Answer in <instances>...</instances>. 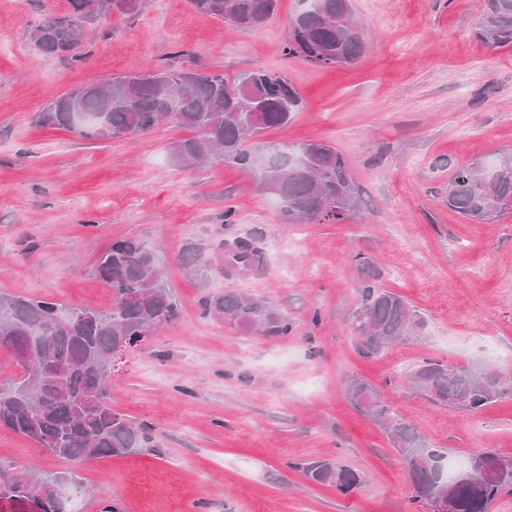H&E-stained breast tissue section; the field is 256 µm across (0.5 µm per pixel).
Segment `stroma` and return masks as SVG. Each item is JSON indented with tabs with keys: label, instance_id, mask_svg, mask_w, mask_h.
I'll use <instances>...</instances> for the list:
<instances>
[{
	"label": "stroma",
	"instance_id": "35a3bbf8",
	"mask_svg": "<svg viewBox=\"0 0 512 512\" xmlns=\"http://www.w3.org/2000/svg\"><path fill=\"white\" fill-rule=\"evenodd\" d=\"M367 51L349 66L285 57L298 0H279L261 27L230 31L190 0H147L132 18L86 32L75 63L40 54L28 30L67 0H0V293L104 309L96 272L115 240L144 242L178 295V321L117 358L113 410L148 428L139 452L68 461L0 427L5 474L75 473L77 512H421L386 434L349 403L357 376L449 457H512V397L475 412L406 391L426 359L512 375V214L491 222L446 204L449 179L474 160L512 152V47L476 36L479 0H351ZM168 65L239 73L287 71L304 106L265 144L332 143L348 159L361 204L344 224H283L272 194L231 166L171 156L181 131L87 141L35 115L78 85ZM233 223H225V210ZM254 238L264 265L243 277L211 263L189 275L186 242L215 251ZM366 258L383 287L424 317L412 342L366 359L349 316ZM261 295L286 311L288 336L267 339L204 315L214 292ZM330 460L359 472L350 493L298 470Z\"/></svg>",
	"mask_w": 512,
	"mask_h": 512
}]
</instances>
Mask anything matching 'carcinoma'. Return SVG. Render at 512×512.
<instances>
[{"label": "carcinoma", "mask_w": 512, "mask_h": 512, "mask_svg": "<svg viewBox=\"0 0 512 512\" xmlns=\"http://www.w3.org/2000/svg\"><path fill=\"white\" fill-rule=\"evenodd\" d=\"M95 0H67L61 17L32 24L29 39L42 54L78 61L71 52L80 40V20ZM199 13L225 26L251 30L263 25L279 0H190ZM487 47H512V0H481L476 29ZM286 55L318 67L342 66L365 52L361 28L350 0H309L291 21ZM302 107L296 86L285 72L256 69L228 79L215 71L187 80L185 69L168 66L152 74L129 73L85 84L73 94L49 103L36 120L65 128L88 141H107L149 132L160 124L186 129L193 136L171 142L172 157L181 164L222 162L260 175L259 188L279 203L282 224L344 223L359 209V190L348 159L335 146L309 142L287 150L251 147L260 131L288 125ZM448 208L472 221L497 219L512 201V154L488 165L472 163L449 183ZM224 274L237 276L261 267L263 252L250 237L221 243ZM209 259L203 247L182 249L184 266L202 275ZM358 305L351 316L356 348L366 357L379 355L396 342L418 335L424 320L399 294L380 284V272L361 261ZM98 278L109 288L112 304L104 310L69 307L48 299L0 294V345L10 352L28 351L20 372L0 381V426L34 442L50 455L71 461L126 456L152 440L151 435L112 410L108 382L112 351L120 342L134 347L153 320L176 321L180 302L164 278L159 257L143 242L118 239L97 262ZM206 314L239 330L266 338L286 336L288 314L268 299L244 293H211L203 300ZM404 387L438 407L475 411L512 395V384L483 390L472 368L428 359L403 377ZM351 405L373 420L401 457L412 502L441 512L437 500L446 476L445 458L404 418L381 401L379 391L359 377L347 381ZM312 481L348 492L360 474L329 461L297 463ZM80 485L72 472L5 477L0 473V500L19 512H66L67 491ZM512 493V476L484 482L473 468L455 477L449 512H488L490 504Z\"/></svg>", "instance_id": "cac0c4a2"}]
</instances>
